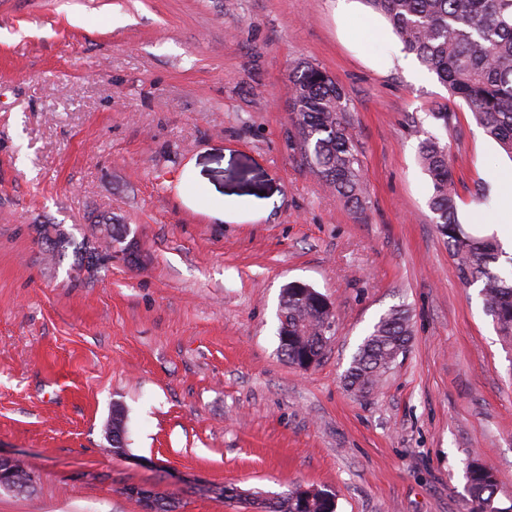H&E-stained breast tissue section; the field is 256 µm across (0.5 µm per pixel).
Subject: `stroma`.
Returning a JSON list of instances; mask_svg holds the SVG:
<instances>
[{"label":"stroma","mask_w":512,"mask_h":512,"mask_svg":"<svg viewBox=\"0 0 512 512\" xmlns=\"http://www.w3.org/2000/svg\"><path fill=\"white\" fill-rule=\"evenodd\" d=\"M352 106L367 198L350 210L303 164L291 68ZM456 118L441 132L431 112ZM451 147L459 213L512 170L437 76L362 0H0V455L30 492L0 512H244L326 490L337 512H469L481 459L512 505V340L458 279L431 221L424 133ZM139 253L108 255L98 216ZM73 240L49 258L42 225ZM332 303L303 370L278 352L291 282ZM406 352L373 394L344 380L389 309ZM126 415L125 456L105 427Z\"/></svg>","instance_id":"1"}]
</instances>
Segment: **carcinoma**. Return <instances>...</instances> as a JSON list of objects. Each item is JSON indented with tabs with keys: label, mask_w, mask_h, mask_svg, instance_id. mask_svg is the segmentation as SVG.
<instances>
[{
	"label": "carcinoma",
	"mask_w": 512,
	"mask_h": 512,
	"mask_svg": "<svg viewBox=\"0 0 512 512\" xmlns=\"http://www.w3.org/2000/svg\"><path fill=\"white\" fill-rule=\"evenodd\" d=\"M388 21L403 50L416 57L461 99L476 123L512 158V0H364ZM288 103L301 155L333 194L351 210L364 209L366 188L361 151L350 103L339 82L319 65L300 61L290 73ZM418 161L429 176V208L455 260L464 285L481 283L486 313L498 333L512 337V269L502 270L504 251L493 235L471 232L457 215L450 147L429 134L419 142ZM106 243L124 246L127 231L110 217L98 221ZM46 251L55 256L68 244L57 224L40 230ZM334 314L317 290L291 282L281 297L278 338L281 355L293 365L321 358L330 340ZM409 317L391 309L363 339L345 374L349 389L372 392L409 343ZM471 512H499L494 468L478 459L466 465ZM261 512H336L334 495L310 503L290 490L256 502Z\"/></svg>",
	"instance_id": "1"
}]
</instances>
